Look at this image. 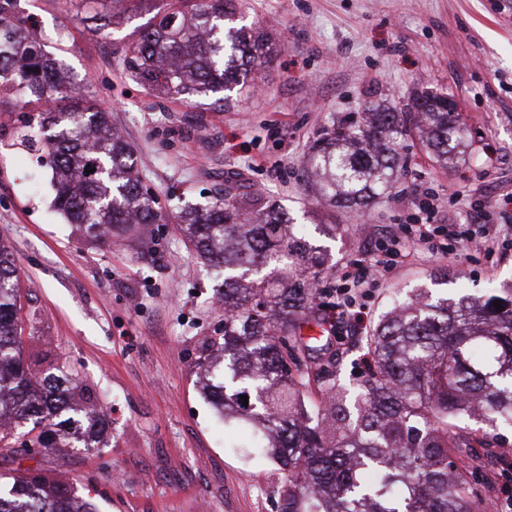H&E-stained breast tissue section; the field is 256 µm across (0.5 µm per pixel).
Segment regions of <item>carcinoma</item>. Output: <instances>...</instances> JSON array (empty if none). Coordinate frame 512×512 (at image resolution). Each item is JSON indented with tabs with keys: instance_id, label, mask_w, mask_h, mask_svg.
Returning a JSON list of instances; mask_svg holds the SVG:
<instances>
[{
	"instance_id": "cac0c4a2",
	"label": "carcinoma",
	"mask_w": 512,
	"mask_h": 512,
	"mask_svg": "<svg viewBox=\"0 0 512 512\" xmlns=\"http://www.w3.org/2000/svg\"><path fill=\"white\" fill-rule=\"evenodd\" d=\"M0 0V112L27 118L16 139L36 147L52 171L54 209L95 238L164 218L134 169L133 149L109 112L84 100L86 84L37 41L35 25ZM242 0H161L127 47L129 75L154 94L191 100L251 95L280 38L238 18ZM115 14L94 8L82 19L97 30ZM415 130L433 162L452 167L471 148L448 96L416 95L406 109L389 102L344 118L312 141L305 169L317 201L369 208L404 176L403 138ZM94 169L88 174L86 168ZM198 258L224 268L221 374L205 390L224 420L252 426V448H268L285 478L279 512H479L467 467L453 460L473 436L455 421L481 416L512 423V285L458 297L419 289L383 315L367 336L372 368L355 389L321 369L319 288L326 257L294 231L288 209L229 181L224 197L186 204L176 215ZM19 274L0 246V448H87L102 431L90 396L73 390L65 367L37 376L17 334ZM499 302L503 310L494 307ZM320 400L308 406L312 384ZM248 396L243 405L241 396ZM0 512H97L46 471L0 484Z\"/></svg>"
}]
</instances>
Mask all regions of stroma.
<instances>
[{"label":"stroma","instance_id":"obj_1","mask_svg":"<svg viewBox=\"0 0 512 512\" xmlns=\"http://www.w3.org/2000/svg\"><path fill=\"white\" fill-rule=\"evenodd\" d=\"M17 8L37 17L45 51L82 74L111 113L166 217L118 244L94 240L51 210L50 172L37 151H0V243L20 272L23 359L41 376L70 368L106 420L94 448L0 449V474L65 465L66 482L99 512H278L277 464L245 447L248 428L225 427L202 393L203 342L220 336L224 310L215 270L187 247L175 216L220 197L235 176L276 197L327 253L336 308L324 339L345 385L365 372L370 327L406 293L480 294L511 283V249L489 262L458 247L455 234L479 237L489 225L512 239V0H246L245 23L268 27L284 46L260 91L224 110L209 99L156 97L125 71L124 48L152 16L149 0H125L102 31L83 24V0H17ZM418 91L457 102L471 154L440 168L412 133L404 177L367 212L318 205L303 170L317 133L377 101L405 107ZM432 198L439 240L457 247L456 258L421 253L343 292V272L387 260L368 251L369 236L414 223ZM485 200L493 204L486 224L471 223ZM333 222L336 235H325ZM349 302L366 311L364 324L342 316ZM467 454L478 462L470 481L482 512H501L512 489V427Z\"/></svg>","mask_w":512,"mask_h":512}]
</instances>
